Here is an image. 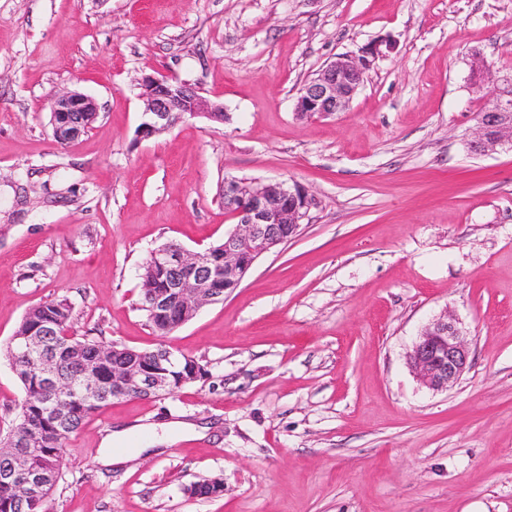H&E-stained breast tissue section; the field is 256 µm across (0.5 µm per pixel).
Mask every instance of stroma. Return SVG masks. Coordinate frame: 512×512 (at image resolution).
Returning <instances> with one entry per match:
<instances>
[{
    "mask_svg": "<svg viewBox=\"0 0 512 512\" xmlns=\"http://www.w3.org/2000/svg\"><path fill=\"white\" fill-rule=\"evenodd\" d=\"M384 39L347 111L296 115L306 80ZM476 52L512 72V0H0V347L63 300L76 336L208 372L92 415L51 512H512V152L468 149ZM157 73L226 121L137 139V80ZM64 90L98 106L66 146L49 124ZM228 178L314 204L239 288L154 335L140 266L222 239ZM447 312L470 367L435 393L407 357ZM22 396L0 356V432ZM176 422L202 432L153 444ZM118 427L140 428L139 452L103 464ZM214 478L222 496L186 494Z\"/></svg>",
    "mask_w": 512,
    "mask_h": 512,
    "instance_id": "35a3bbf8",
    "label": "stroma"
}]
</instances>
